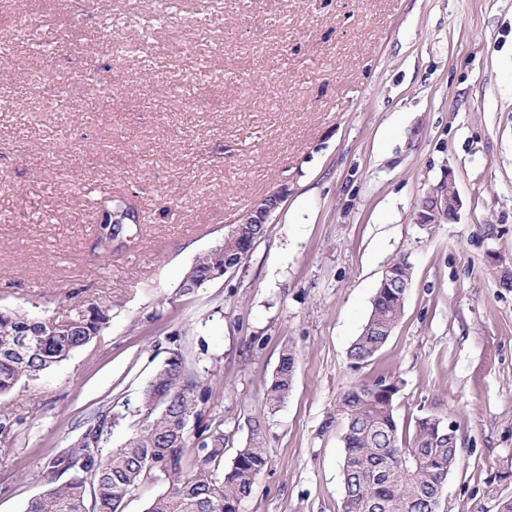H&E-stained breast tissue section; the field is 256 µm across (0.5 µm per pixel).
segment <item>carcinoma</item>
Returning <instances> with one entry per match:
<instances>
[{"label":"carcinoma","instance_id":"obj_1","mask_svg":"<svg viewBox=\"0 0 512 512\" xmlns=\"http://www.w3.org/2000/svg\"><path fill=\"white\" fill-rule=\"evenodd\" d=\"M104 226L110 234L126 230L129 208L121 199L109 200ZM254 238L224 237V249L207 251L193 264L192 281L182 279L180 291L190 293L209 281L211 273L250 251L266 228H252ZM394 279L378 288L371 312L349 350L361 364L376 355L396 328L412 284V266L403 258L390 262ZM109 321L99 306L76 308L61 321L31 317L17 310H0V395L21 379L36 377L88 345ZM173 356L145 386L136 412L141 425L118 448L108 446L112 427L125 414L110 407L101 412L77 446L65 448L45 463V489L32 497L25 512H123L125 501L145 482L162 485L144 512H240L268 465L264 423H250L246 445L224 467L229 438L221 424L206 423L195 435L201 455L193 466L184 463L189 425L200 421L199 404L207 388ZM296 352L286 348L266 388L265 404L276 410L292 389ZM395 381L381 379L371 386L354 385L336 401L324 428L341 427L342 512H436L448 475L458 465L456 430L434 416L421 417L408 440L399 437L394 400ZM67 479L60 480L63 474Z\"/></svg>","mask_w":512,"mask_h":512}]
</instances>
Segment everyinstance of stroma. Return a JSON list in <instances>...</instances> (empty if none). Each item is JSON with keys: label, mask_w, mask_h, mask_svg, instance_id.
<instances>
[{"label": "stroma", "mask_w": 512, "mask_h": 512, "mask_svg": "<svg viewBox=\"0 0 512 512\" xmlns=\"http://www.w3.org/2000/svg\"><path fill=\"white\" fill-rule=\"evenodd\" d=\"M167 13L166 25L146 21ZM36 28L0 64V309L101 335L0 395V512L45 488L46 458L86 418L136 408L172 354L209 392L232 463L249 423L268 466L242 512H342L343 447L324 429L351 385L397 381L403 436L453 424L440 512L512 498V0H0ZM453 176L456 221L424 236ZM288 195L236 274L178 284L228 225ZM140 216L118 239L103 201ZM407 256L400 321L370 360L349 349L383 272ZM293 390L264 405L285 346ZM454 183V178L449 175L423 197L414 220L420 230L430 233L433 224H444L457 217L461 200Z\"/></svg>", "instance_id": "35a3bbf8"}]
</instances>
